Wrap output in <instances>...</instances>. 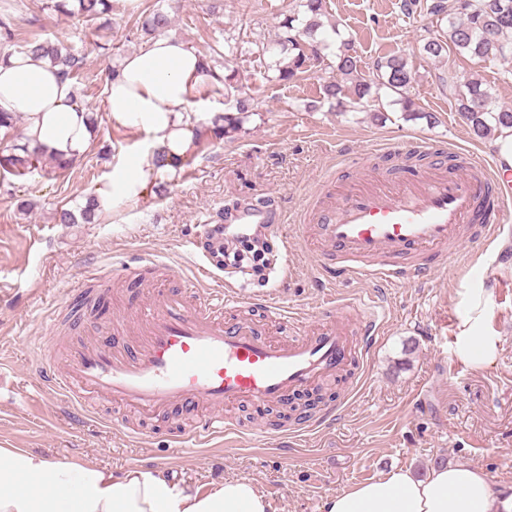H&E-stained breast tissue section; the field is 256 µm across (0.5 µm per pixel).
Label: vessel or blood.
Masks as SVG:
<instances>
[{
	"instance_id": "obj_1",
	"label": "vessel or blood",
	"mask_w": 512,
	"mask_h": 512,
	"mask_svg": "<svg viewBox=\"0 0 512 512\" xmlns=\"http://www.w3.org/2000/svg\"><path fill=\"white\" fill-rule=\"evenodd\" d=\"M388 157L417 159L419 168L400 166L381 184L376 161ZM357 165L364 188L337 192L332 176H323L294 221L328 284L366 279L394 286L426 279L464 262L463 242H488L512 218V198L478 153L418 137L405 148L378 145ZM283 221L263 202L231 218L235 225ZM243 303L236 290L209 283L189 296L167 289L139 298L133 316L119 314L105 323L112 343L69 347L61 362L44 357L42 388L66 393L80 409L94 398L143 417L173 408L208 409L202 426L186 433L200 442L236 433L224 418L226 407L277 405L344 372L363 378L384 329L372 308L346 299L328 298L312 319L277 295L254 303L248 316L238 313ZM270 322L293 326L296 337L272 338ZM128 335L138 337L137 347L117 349L116 341Z\"/></svg>"
}]
</instances>
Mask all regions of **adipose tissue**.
<instances>
[{"label": "adipose tissue", "mask_w": 512, "mask_h": 512, "mask_svg": "<svg viewBox=\"0 0 512 512\" xmlns=\"http://www.w3.org/2000/svg\"><path fill=\"white\" fill-rule=\"evenodd\" d=\"M199 54L172 36H159L126 55L107 85L105 112L137 151L118 162L94 191L100 214L134 204L158 182L178 176L175 163L197 135L223 124L220 112H197L193 101L208 81ZM0 112L21 115L23 141L44 154L70 159L87 149L89 114L73 101L58 68L24 53L0 61ZM267 496L247 480H228L207 493L167 484L131 470L120 478L98 468L51 463L27 450L0 448V512H270ZM325 512H512V485H495L463 461L433 467L417 478L394 468L338 493Z\"/></svg>", "instance_id": "adipose-tissue-1"}]
</instances>
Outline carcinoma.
<instances>
[{
	"label": "carcinoma",
	"mask_w": 512,
	"mask_h": 512,
	"mask_svg": "<svg viewBox=\"0 0 512 512\" xmlns=\"http://www.w3.org/2000/svg\"><path fill=\"white\" fill-rule=\"evenodd\" d=\"M323 0H297L295 8L289 10L281 22L283 37L281 45L288 46V62L275 61L268 69L275 71L277 81H299L311 72V61L320 57V45L310 43L312 51H307L302 37H311L318 26L317 18L322 14ZM45 9L60 13L78 15L88 22L109 9V0H45ZM426 11L438 21H446L445 29L425 39L423 51L432 57H440L446 52L467 55L482 66H492L512 56V0H481L480 8L475 9L462 0H430ZM130 16L141 20V29L149 35L159 36L170 27V18L161 8L147 10L142 4L132 5ZM231 39L224 38L206 45V56L224 65V99L230 102L224 110V127L213 130L216 137H232L243 132L244 124L258 109L251 98L240 93L238 73L229 69L225 46ZM23 52L38 60H44L68 79L73 80L83 70L84 57L69 48L49 40H27ZM337 71L353 83L356 100L369 96L371 91L383 90L402 106L405 117L422 116L429 121L434 117L415 107L407 89L413 81L408 61L401 55H393L377 60L372 68V77L365 78L359 72L354 50L347 42H342L336 52ZM443 93L454 101L457 112L465 120L471 133L484 138L502 127H512V108L496 103L493 93L484 86L476 73L460 75L454 71L441 72L437 76ZM323 99L337 103L341 111H346L342 101L343 86L331 80L322 84ZM45 155L29 150L24 145H14L9 152L0 156V169L13 176L22 177L38 169Z\"/></svg>",
	"instance_id": "carcinoma-1"
}]
</instances>
